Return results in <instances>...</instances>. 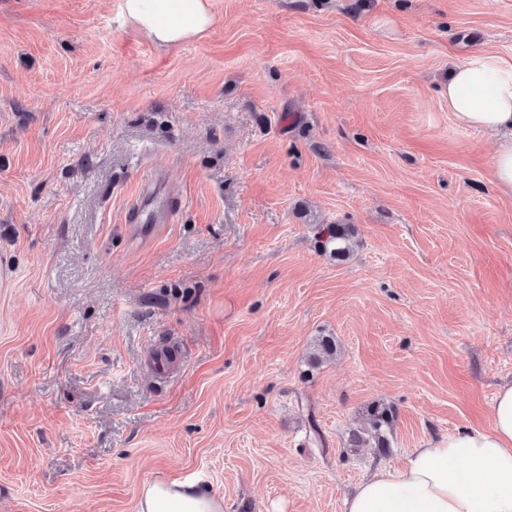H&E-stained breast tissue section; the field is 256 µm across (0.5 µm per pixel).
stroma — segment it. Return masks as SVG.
<instances>
[{"instance_id":"1","label":"stroma","mask_w":512,"mask_h":512,"mask_svg":"<svg viewBox=\"0 0 512 512\" xmlns=\"http://www.w3.org/2000/svg\"><path fill=\"white\" fill-rule=\"evenodd\" d=\"M209 3L162 48L124 0H0V512H137L156 477L343 512L512 382V197L447 89L512 62V0ZM155 180L181 204L140 236ZM376 403L389 448L353 447ZM173 210L167 198L155 186L145 185L126 213V224H140L153 229L155 224H168ZM146 225V226H145ZM327 237L321 242L322 252L336 262H344L353 254L354 231L348 224H327L322 229Z\"/></svg>"}]
</instances>
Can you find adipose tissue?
I'll use <instances>...</instances> for the list:
<instances>
[{"instance_id": "adipose-tissue-1", "label": "adipose tissue", "mask_w": 512, "mask_h": 512, "mask_svg": "<svg viewBox=\"0 0 512 512\" xmlns=\"http://www.w3.org/2000/svg\"><path fill=\"white\" fill-rule=\"evenodd\" d=\"M154 43L171 46L214 23L207 0H125ZM448 110L463 127L497 136L491 178L512 197V63L477 54L448 72ZM485 429L452 432L416 448L394 468L365 479L345 512H512V382L501 384ZM138 512H224L204 480L153 479Z\"/></svg>"}]
</instances>
